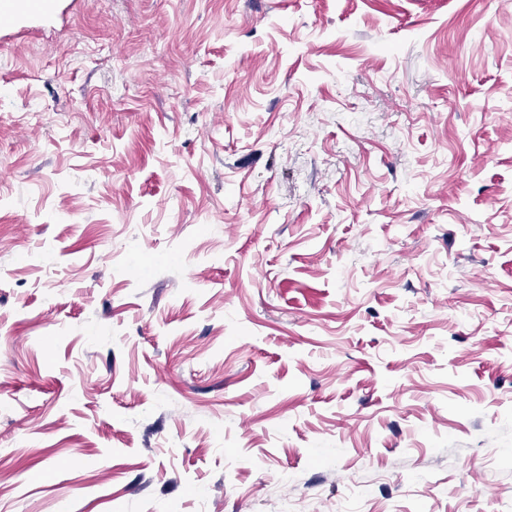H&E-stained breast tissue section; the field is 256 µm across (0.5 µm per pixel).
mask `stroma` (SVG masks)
I'll use <instances>...</instances> for the list:
<instances>
[{
  "label": "stroma",
  "instance_id": "35a3bbf8",
  "mask_svg": "<svg viewBox=\"0 0 512 512\" xmlns=\"http://www.w3.org/2000/svg\"><path fill=\"white\" fill-rule=\"evenodd\" d=\"M0 512H512V0L0 30Z\"/></svg>",
  "mask_w": 512,
  "mask_h": 512
}]
</instances>
